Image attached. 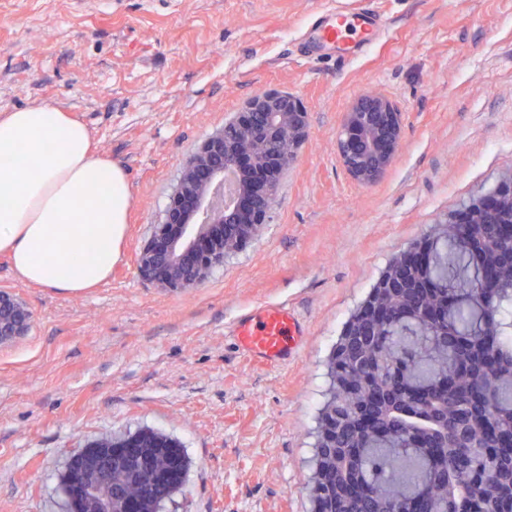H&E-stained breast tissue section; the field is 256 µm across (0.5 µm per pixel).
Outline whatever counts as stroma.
I'll return each mask as SVG.
<instances>
[{
    "mask_svg": "<svg viewBox=\"0 0 512 512\" xmlns=\"http://www.w3.org/2000/svg\"><path fill=\"white\" fill-rule=\"evenodd\" d=\"M325 0H0V114L68 112L127 174L132 203L111 277L79 294L26 285L0 255V289L33 314L0 348V512H66L72 455L139 431L182 448L164 512H310L327 362L391 261L512 171V0H334L388 21L354 62L307 61L299 36ZM262 91L300 99L308 138L259 235L201 286L139 276L189 157ZM402 118L375 184L338 154L359 94ZM285 303L305 331L269 370L237 348L247 307Z\"/></svg>",
    "mask_w": 512,
    "mask_h": 512,
    "instance_id": "35a3bbf8",
    "label": "stroma"
}]
</instances>
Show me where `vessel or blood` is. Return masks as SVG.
<instances>
[{"mask_svg":"<svg viewBox=\"0 0 512 512\" xmlns=\"http://www.w3.org/2000/svg\"><path fill=\"white\" fill-rule=\"evenodd\" d=\"M381 20L365 16L362 22L336 11L315 13L304 31L307 49L328 48L355 60L375 42ZM234 336L239 348L260 365L274 369L287 365L298 349L303 328L286 304L264 305L241 310L235 318Z\"/></svg>","mask_w":512,"mask_h":512,"instance_id":"1","label":"vessel or blood"}]
</instances>
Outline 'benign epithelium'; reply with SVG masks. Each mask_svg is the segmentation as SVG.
I'll return each instance as SVG.
<instances>
[{
    "instance_id": "7a95c632",
    "label": "benign epithelium",
    "mask_w": 512,
    "mask_h": 512,
    "mask_svg": "<svg viewBox=\"0 0 512 512\" xmlns=\"http://www.w3.org/2000/svg\"><path fill=\"white\" fill-rule=\"evenodd\" d=\"M244 123L227 124L208 138L183 167L180 181L169 199L162 222L156 225L137 261L138 274L171 290H186L202 284L230 254L242 248L259 231L274 196L281 173L296 158L307 134V112L287 92H262L246 104ZM401 135V117L391 102L376 93H363L344 114L338 134V151L350 176L358 182L378 181L392 164ZM248 155L270 170L264 196L250 212L241 214L240 199L246 185L237 169L240 156ZM505 225L512 237V171L502 175L495 190L471 200L439 222L452 224ZM411 262V252L396 259L374 285L345 332L343 348L349 349L380 322L398 315L387 298L401 292L402 269ZM32 313L26 303L7 289H0V347L27 335ZM401 404L384 394L368 395L358 411L367 420L376 412H398ZM166 439L145 433L112 443L127 449L128 459L145 462V448H163ZM102 475L98 466L86 463L72 472L67 501L80 512H101L92 493Z\"/></svg>"
}]
</instances>
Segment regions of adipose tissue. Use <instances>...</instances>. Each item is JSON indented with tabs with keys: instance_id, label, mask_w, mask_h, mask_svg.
Here are the masks:
<instances>
[{
	"instance_id": "adipose-tissue-1",
	"label": "adipose tissue",
	"mask_w": 512,
	"mask_h": 512,
	"mask_svg": "<svg viewBox=\"0 0 512 512\" xmlns=\"http://www.w3.org/2000/svg\"><path fill=\"white\" fill-rule=\"evenodd\" d=\"M131 206L124 171L48 105L0 116V253L26 284L80 293L112 275Z\"/></svg>"
}]
</instances>
